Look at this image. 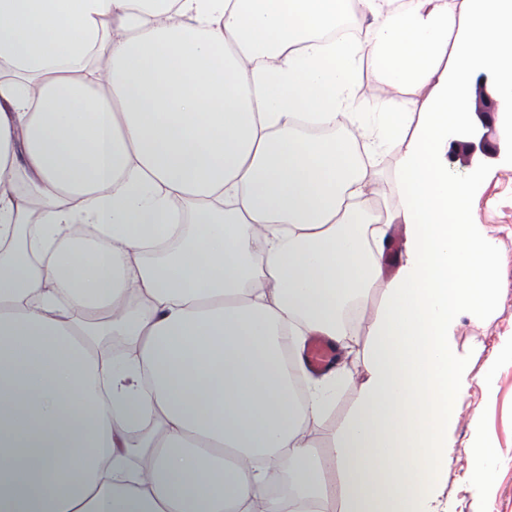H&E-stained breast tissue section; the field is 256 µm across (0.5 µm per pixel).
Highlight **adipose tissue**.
<instances>
[{"instance_id":"1","label":"adipose tissue","mask_w":512,"mask_h":512,"mask_svg":"<svg viewBox=\"0 0 512 512\" xmlns=\"http://www.w3.org/2000/svg\"><path fill=\"white\" fill-rule=\"evenodd\" d=\"M350 1L0 0V512H447L456 333L512 265L448 130L476 72L512 105V0H354L367 28L327 40ZM360 139L402 146L382 215ZM100 317L131 363L99 361ZM314 334L367 371L326 456L352 375L309 372ZM467 456L491 492L496 442ZM356 403L354 386L344 385L336 390L327 414L310 428V438L320 453H330L335 435L337 439L353 415Z\"/></svg>"}]
</instances>
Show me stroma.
<instances>
[{
    "label": "stroma",
    "mask_w": 512,
    "mask_h": 512,
    "mask_svg": "<svg viewBox=\"0 0 512 512\" xmlns=\"http://www.w3.org/2000/svg\"><path fill=\"white\" fill-rule=\"evenodd\" d=\"M505 114L495 113L489 139L496 148L490 153L466 155L457 144L448 146L451 173L473 185L472 207L484 234L497 238L502 251L512 256V152L500 148L502 130L511 124ZM512 334V269L506 286L497 298L493 319L464 317L457 331L461 352L470 356V385L461 400V413L454 431L455 454L448 461L444 495L449 512H512V368L498 372L493 391H485L482 373L493 345ZM357 391L339 387L327 414L310 429L313 444L329 454L334 438L340 435L354 413ZM493 436L498 444V466L492 496L463 484L467 468L465 446L474 426Z\"/></svg>",
    "instance_id": "obj_1"
}]
</instances>
